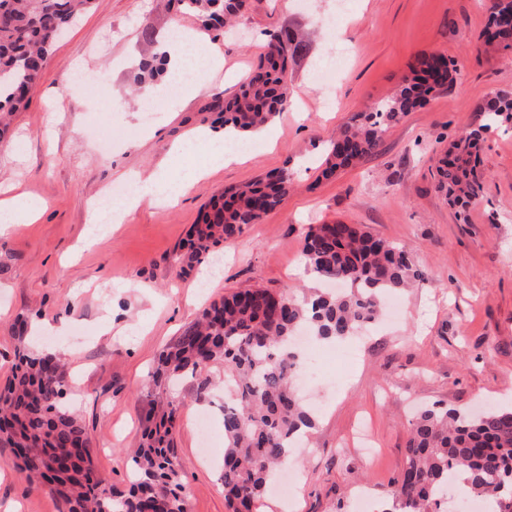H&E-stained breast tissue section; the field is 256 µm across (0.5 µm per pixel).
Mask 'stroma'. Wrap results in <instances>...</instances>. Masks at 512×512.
I'll list each match as a JSON object with an SVG mask.
<instances>
[{"label": "stroma", "mask_w": 512, "mask_h": 512, "mask_svg": "<svg viewBox=\"0 0 512 512\" xmlns=\"http://www.w3.org/2000/svg\"><path fill=\"white\" fill-rule=\"evenodd\" d=\"M492 0H249L232 33L201 32L223 59L204 94L159 79L164 100L132 90L149 37L171 17L156 0H93L51 48L38 85L0 142V198L21 187L43 209L35 223L0 232V387L19 346L62 347L66 379L91 436L98 471L116 489L129 481L127 456L139 447L155 390L148 372L159 352L211 301L266 287L310 288L301 264L308 225L364 226L406 250L427 278L400 294V317L374 327L355 362L305 391L315 427L296 451L297 483L280 476L261 512H359L369 490L382 505L406 460L408 421L417 405L460 412L512 403V127L491 129L479 171L484 193L466 210L437 191L435 161L449 141L482 125L498 94L512 95V50L486 42ZM314 31L288 73V107L269 125L271 142L246 141L242 160L212 169L207 153L170 158L172 142L218 129L208 104L232 95L256 65L268 32ZM351 53L326 86L316 70L338 43ZM422 53L454 62V83L389 126L359 166L321 174L331 136L391 95ZM161 134L147 137L151 127ZM170 161L179 176L204 171L172 206L143 204L92 247L82 234L103 192L123 172ZM290 168L284 206L250 225L193 269L180 244L202 207L225 187ZM51 319L56 331L19 332L20 320ZM224 386L197 398L189 380L166 387L179 407L176 440L189 512H228L221 486ZM367 427L374 458L353 439ZM48 488L30 484L0 447V512H63Z\"/></svg>", "instance_id": "1"}]
</instances>
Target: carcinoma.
Returning <instances> with one entry per match:
<instances>
[{"mask_svg":"<svg viewBox=\"0 0 512 512\" xmlns=\"http://www.w3.org/2000/svg\"><path fill=\"white\" fill-rule=\"evenodd\" d=\"M242 0H168L181 13H196L210 31L241 12ZM91 0H0V112L19 110L36 86L49 51ZM512 0H493L491 39L512 47ZM303 39L284 27L268 34L257 68L237 92L219 100L222 125L250 131L288 102V61ZM164 60H143L139 82L163 70ZM454 67L437 54L416 57L399 88L356 116L324 148L322 176L353 167L380 146L386 127L422 107L453 82ZM485 112L488 123L448 144L436 167L437 188L448 203L464 209L482 196L476 174L485 134L512 125V97L496 95ZM286 168L215 196L184 244L187 266L235 240L283 205L293 191ZM302 261L317 279L340 285L295 295L266 288L238 291L215 301L163 350L150 383L189 376L199 397L215 385L213 369L224 368V497L232 512H258L278 467L300 447L313 419L294 388L304 356L295 347L304 328L318 341H341L378 319L385 296L410 287L423 271L408 254L358 224H311ZM179 413L174 403L144 421L143 443L129 464L127 492H116L94 466L92 441L66 399L61 357L26 348L0 392V445L14 449L15 466L46 485L65 512H186L181 464L175 450ZM463 482L473 497L494 500L496 512H512V407H490L476 416L433 405L410 422L405 465L394 481L391 507L382 512H463L448 508V485Z\"/></svg>","mask_w":512,"mask_h":512,"instance_id":"carcinoma-1","label":"carcinoma"}]
</instances>
